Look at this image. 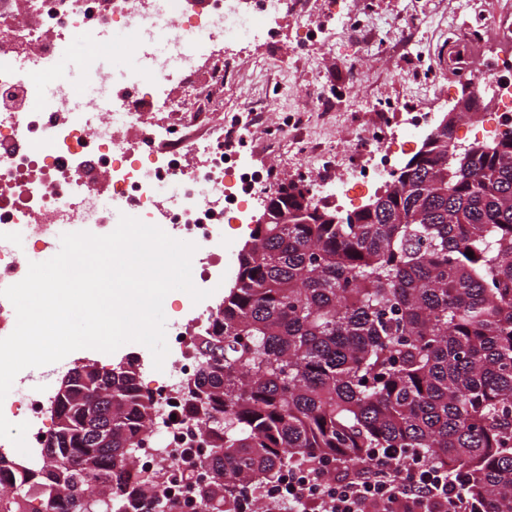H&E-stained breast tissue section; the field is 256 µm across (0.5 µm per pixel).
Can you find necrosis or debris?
<instances>
[{"label":"necrosis or debris","instance_id":"obj_1","mask_svg":"<svg viewBox=\"0 0 512 512\" xmlns=\"http://www.w3.org/2000/svg\"><path fill=\"white\" fill-rule=\"evenodd\" d=\"M190 0H35L37 28L28 32L33 52L18 60L11 40L0 37V96L22 91L29 107L18 112L0 105V191H13L17 200H0V288L21 281L30 255L14 249L17 236H25L33 252L52 249L57 237L77 225L103 236L113 230L112 210L163 229L179 240L196 243L192 281L202 290L223 287L226 270L215 264L224 252L226 227L249 221L250 208L261 198L270 180L268 169L256 167L232 147L236 130L208 140L183 135L181 129H158L143 116L135 96L143 94L153 106L169 112L179 105L166 86L174 71L192 72L211 52L213 43L227 41V64L240 51L235 27L243 16L244 0H206L197 12ZM140 36V63L121 73L108 87L90 74L79 81V98H72L70 81L60 78L57 88L41 87L46 60L62 56L70 36L107 34L114 24ZM484 74L494 85L499 110L495 127L486 130L482 117L462 114L459 124L466 134L489 132L491 137L512 133V53L487 61ZM106 94L117 107L108 112H87L78 101H96ZM136 125L137 140L115 134L116 127ZM393 118L380 114L361 135L369 163H352L338 175L343 199L372 190L399 159L394 150ZM167 151H156L157 139ZM199 154L202 166L187 164ZM108 194H101L100 180ZM194 337L184 324H175L162 371L143 389L160 406L162 421L152 422L135 459L136 472L164 471L157 486L160 494L178 499L180 512H202L194 493L180 480L184 455L204 459L209 448L201 422L182 414V388L193 379L199 358ZM26 373H19L0 403V413L13 423H28L30 451L45 445L53 417L50 389L26 392Z\"/></svg>","mask_w":512,"mask_h":512}]
</instances>
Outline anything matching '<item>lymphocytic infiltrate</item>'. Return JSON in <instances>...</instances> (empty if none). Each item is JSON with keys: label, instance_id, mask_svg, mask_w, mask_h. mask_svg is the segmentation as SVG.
I'll list each match as a JSON object with an SVG mask.
<instances>
[{"label": "lymphocytic infiltrate", "instance_id": "obj_1", "mask_svg": "<svg viewBox=\"0 0 512 512\" xmlns=\"http://www.w3.org/2000/svg\"><path fill=\"white\" fill-rule=\"evenodd\" d=\"M262 512H491L473 501L465 475L398 448L372 450L365 465L320 460L288 467L257 501Z\"/></svg>", "mask_w": 512, "mask_h": 512}]
</instances>
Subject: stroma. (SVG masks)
Segmentation results:
<instances>
[{
  "label": "stroma",
  "mask_w": 512,
  "mask_h": 512,
  "mask_svg": "<svg viewBox=\"0 0 512 512\" xmlns=\"http://www.w3.org/2000/svg\"><path fill=\"white\" fill-rule=\"evenodd\" d=\"M462 0H312V12L333 14L338 24L325 45L312 49L303 39L299 16L286 12L269 19V41H255L223 89L208 102L225 118L245 104L255 122L243 155L269 168L271 189L314 168L321 150L334 149L335 171H343L354 153L356 129L378 112H426L438 120L462 93L452 83L446 60L453 46L448 21ZM451 84L435 96L425 83ZM302 116L293 135L273 139L276 120Z\"/></svg>",
  "instance_id": "stroma-1"
}]
</instances>
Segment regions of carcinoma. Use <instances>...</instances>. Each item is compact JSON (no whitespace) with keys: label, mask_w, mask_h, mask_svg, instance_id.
I'll return each instance as SVG.
<instances>
[{"label":"carcinoma","mask_w":512,"mask_h":512,"mask_svg":"<svg viewBox=\"0 0 512 512\" xmlns=\"http://www.w3.org/2000/svg\"><path fill=\"white\" fill-rule=\"evenodd\" d=\"M440 138L355 218L317 224L312 199L242 247L184 388L210 444L204 512H234L227 488L302 454L357 463L373 448H420L512 512V135ZM73 373L54 398L70 432L28 464L0 455V512H157L153 481L130 474L154 411L137 366Z\"/></svg>","instance_id":"1"}]
</instances>
